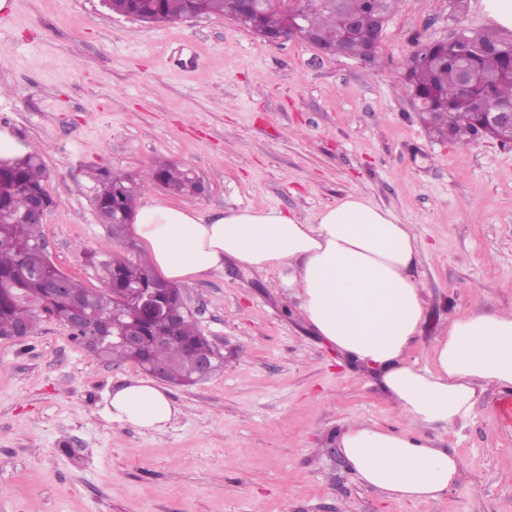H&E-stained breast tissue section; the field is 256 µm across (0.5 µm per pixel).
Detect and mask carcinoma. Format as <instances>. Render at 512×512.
Segmentation results:
<instances>
[{
    "label": "carcinoma",
    "instance_id": "obj_1",
    "mask_svg": "<svg viewBox=\"0 0 512 512\" xmlns=\"http://www.w3.org/2000/svg\"><path fill=\"white\" fill-rule=\"evenodd\" d=\"M115 14L133 16L145 23L170 22L194 13L224 17L232 13L242 27L264 42L280 37L288 24V0H104ZM304 31L325 38V55L344 52L345 31L354 20L364 32L385 29L371 0H298ZM468 48L463 52L444 40L418 46L415 59L404 68L399 90L416 99L418 112L434 137L469 144L487 137L499 140L481 119L488 106H512V43L493 31L464 32ZM472 72L486 83L463 88V77ZM36 145L21 162L0 166V338L12 335L23 324L26 335L36 334L44 321L68 324L73 309L88 304L97 321L105 325L108 337L96 356L119 365L134 363L141 370L161 363L167 382L175 386L197 383L198 365L207 359L213 371L224 367V356L205 336L191 314L184 313L172 328L162 318L140 320L133 312L138 290H157L165 309L186 305V286L158 287L152 267L127 255L121 244L137 207V191L127 176L104 172L95 195L96 213L110 218L112 242L82 252L87 266L96 272L99 285L88 288L67 275L65 294L53 297L45 279L54 269L46 252L43 217L32 215L35 205H54L46 183L48 173ZM156 181L178 196H194L201 185L191 170L164 162L155 169ZM138 336L148 349L136 354L121 341Z\"/></svg>",
    "mask_w": 512,
    "mask_h": 512
}]
</instances>
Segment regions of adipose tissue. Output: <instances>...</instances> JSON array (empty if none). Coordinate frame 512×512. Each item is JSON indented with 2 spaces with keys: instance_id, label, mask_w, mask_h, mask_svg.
I'll list each match as a JSON object with an SVG mask.
<instances>
[{
  "instance_id": "1",
  "label": "adipose tissue",
  "mask_w": 512,
  "mask_h": 512,
  "mask_svg": "<svg viewBox=\"0 0 512 512\" xmlns=\"http://www.w3.org/2000/svg\"><path fill=\"white\" fill-rule=\"evenodd\" d=\"M133 230L172 283L192 284L228 260L258 272L287 269L305 319L339 353L380 375L405 421L397 430L355 422L338 439L360 482L389 499H435L456 484L458 458L435 447L428 429L465 424L485 386L512 391V313L454 319L429 366L406 362L425 320L417 238L362 195H347L311 224L277 209L205 216L155 201L138 208ZM102 414L162 432L181 410L157 382L134 378L106 393Z\"/></svg>"
}]
</instances>
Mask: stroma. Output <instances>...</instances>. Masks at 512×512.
Wrapping results in <instances>:
<instances>
[{
    "instance_id": "35a3bbf8",
    "label": "stroma",
    "mask_w": 512,
    "mask_h": 512,
    "mask_svg": "<svg viewBox=\"0 0 512 512\" xmlns=\"http://www.w3.org/2000/svg\"><path fill=\"white\" fill-rule=\"evenodd\" d=\"M12 3L0 11V128L44 146L46 249L87 287L98 281L81 251L109 239L93 206L109 170L137 182L139 202L205 215L273 208L310 223L355 193L392 211L419 242L426 320L406 352L417 366L453 318L512 311V146L435 140L396 92L414 42L456 27L512 41L483 0L454 20L448 0H397L373 70L222 18L148 24L101 0ZM161 160L194 170L204 193L163 189ZM285 277L228 262L191 286L224 367L170 387L182 414L161 433L101 414L136 364L100 359L49 321L0 339V512H512V426L493 388L464 426L428 432L461 463L439 498L397 502L360 482L337 435L354 420L398 427L396 405L304 320Z\"/></svg>"
}]
</instances>
